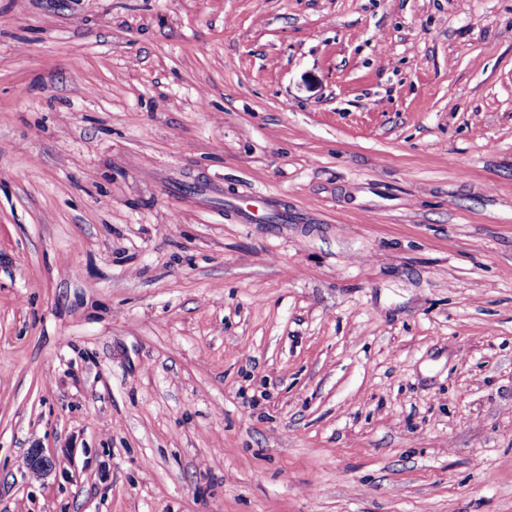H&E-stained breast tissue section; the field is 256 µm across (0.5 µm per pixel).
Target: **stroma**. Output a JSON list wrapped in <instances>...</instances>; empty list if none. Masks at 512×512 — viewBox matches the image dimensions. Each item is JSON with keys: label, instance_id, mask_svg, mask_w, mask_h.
I'll return each instance as SVG.
<instances>
[{"label": "stroma", "instance_id": "stroma-1", "mask_svg": "<svg viewBox=\"0 0 512 512\" xmlns=\"http://www.w3.org/2000/svg\"><path fill=\"white\" fill-rule=\"evenodd\" d=\"M0 512H512V0H0Z\"/></svg>", "mask_w": 512, "mask_h": 512}]
</instances>
